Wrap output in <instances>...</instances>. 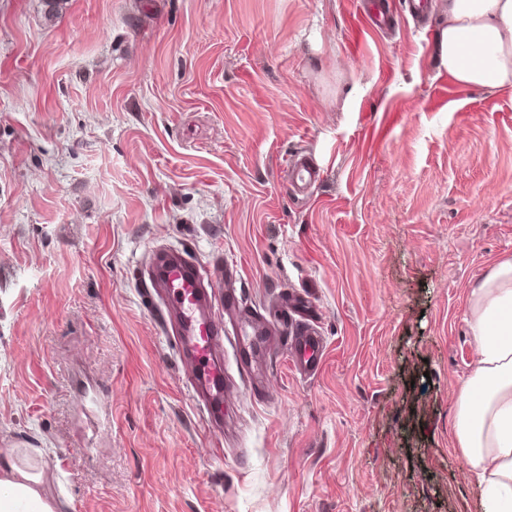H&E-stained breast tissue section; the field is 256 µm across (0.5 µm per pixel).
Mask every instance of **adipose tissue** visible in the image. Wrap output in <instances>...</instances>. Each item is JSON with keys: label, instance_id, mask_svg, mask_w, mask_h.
<instances>
[{"label": "adipose tissue", "instance_id": "ef3b65f1", "mask_svg": "<svg viewBox=\"0 0 512 512\" xmlns=\"http://www.w3.org/2000/svg\"><path fill=\"white\" fill-rule=\"evenodd\" d=\"M439 65L458 87L512 96V0H444ZM468 327L476 353L452 403L460 455L481 512H512V256L471 286ZM39 448L0 452V512H56Z\"/></svg>", "mask_w": 512, "mask_h": 512}]
</instances>
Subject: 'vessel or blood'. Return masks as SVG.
<instances>
[{"mask_svg":"<svg viewBox=\"0 0 512 512\" xmlns=\"http://www.w3.org/2000/svg\"><path fill=\"white\" fill-rule=\"evenodd\" d=\"M151 276L155 288L167 299V310L173 318L183 355L194 365L191 388L203 399L208 427H215L224 415V328L217 307L222 304L231 308L235 302L229 297L218 300L215 293L203 288L201 267L185 254L158 253ZM268 335L264 327L240 331L238 344L242 359H249L264 346ZM289 351L294 366L301 373L312 375L320 369L324 345L313 327L305 325L293 330Z\"/></svg>","mask_w":512,"mask_h":512,"instance_id":"b4317fda","label":"vessel or blood"}]
</instances>
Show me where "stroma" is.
I'll use <instances>...</instances> for the list:
<instances>
[{"label": "stroma", "mask_w": 512, "mask_h": 512, "mask_svg": "<svg viewBox=\"0 0 512 512\" xmlns=\"http://www.w3.org/2000/svg\"><path fill=\"white\" fill-rule=\"evenodd\" d=\"M355 0H0V451L60 512H479L452 435L468 294L512 255V100ZM322 170L295 188L291 161ZM226 266L216 445L141 304L154 252ZM326 342L290 365V294ZM278 325L249 390L237 318Z\"/></svg>", "instance_id": "1"}]
</instances>
